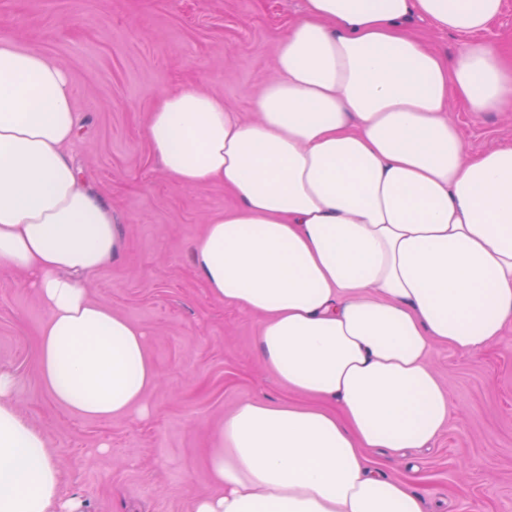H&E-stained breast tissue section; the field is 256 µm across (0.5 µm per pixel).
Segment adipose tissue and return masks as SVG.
Returning <instances> with one entry per match:
<instances>
[{
    "instance_id": "obj_1",
    "label": "adipose tissue",
    "mask_w": 512,
    "mask_h": 512,
    "mask_svg": "<svg viewBox=\"0 0 512 512\" xmlns=\"http://www.w3.org/2000/svg\"><path fill=\"white\" fill-rule=\"evenodd\" d=\"M504 0H302L253 120L221 95H159L144 130L180 187L223 186L189 261L210 296L261 317L256 354L295 393L241 402L213 435L217 495L193 512H424L371 452L429 448L449 416L428 363L512 324V143L464 159L449 101L512 111V57L486 34ZM455 35L444 56L414 24ZM74 91L51 56L0 38V267L47 319L39 374L85 417L145 414L158 373L138 325L86 281L122 249L119 218L71 162ZM0 373V512H80Z\"/></svg>"
}]
</instances>
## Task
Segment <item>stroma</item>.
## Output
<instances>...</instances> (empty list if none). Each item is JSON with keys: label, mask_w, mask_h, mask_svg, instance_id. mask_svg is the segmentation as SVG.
Returning a JSON list of instances; mask_svg holds the SVG:
<instances>
[{"label": "stroma", "mask_w": 512, "mask_h": 512, "mask_svg": "<svg viewBox=\"0 0 512 512\" xmlns=\"http://www.w3.org/2000/svg\"><path fill=\"white\" fill-rule=\"evenodd\" d=\"M301 0H0V37L47 54L74 88L72 157L94 194L122 218L120 258L89 296L147 332L160 384L146 418L107 421L69 412L37 368L46 312L20 274L0 269V370L16 406L41 431L60 469L62 498L81 512H192L216 491L208 452L213 429L241 401L291 400L259 363L261 320L212 299L188 258L207 220L235 206L223 187H178L143 135L160 92L197 82L244 119L273 76L282 26ZM469 154L512 142V112L474 116L449 108ZM451 405L436 446L378 451L425 512H512V326L477 360L444 348L430 358Z\"/></svg>", "instance_id": "35a3bbf8"}]
</instances>
